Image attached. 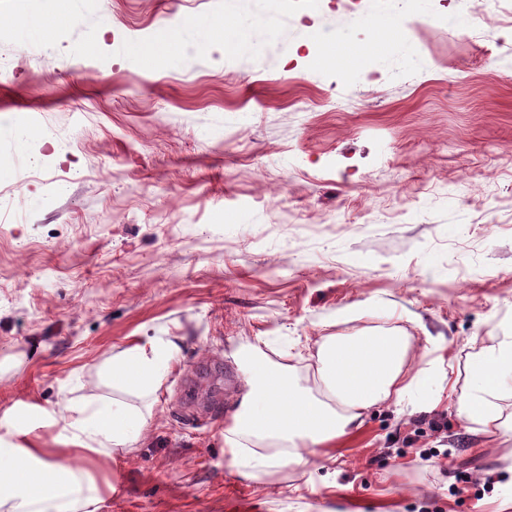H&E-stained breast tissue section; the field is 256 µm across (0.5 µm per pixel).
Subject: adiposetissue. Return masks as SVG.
Listing matches in <instances>:
<instances>
[{"instance_id":"obj_1","label":"adipose tissue","mask_w":512,"mask_h":512,"mask_svg":"<svg viewBox=\"0 0 512 512\" xmlns=\"http://www.w3.org/2000/svg\"><path fill=\"white\" fill-rule=\"evenodd\" d=\"M317 344L311 370L323 385L319 397L300 386L293 367L260 348L237 351L244 393L224 441L230 467L245 477L329 461L336 441L359 428L371 408L388 406L408 417L424 411L416 394L434 379L447 383L459 416L486 446L512 441V410L505 408L512 400V330L471 352L463 378L434 359L410 368L418 346L397 328L322 336ZM178 350L174 338L148 336L113 354L104 372L132 402L94 396L63 403L50 414L59 429L57 447L27 443L30 421L18 414L10 437L0 436V512H98L103 498L95 480L60 459L88 454L109 462L118 449L143 439L152 408L136 400L159 391Z\"/></svg>"}]
</instances>
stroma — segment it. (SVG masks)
Returning <instances> with one entry per match:
<instances>
[{
    "instance_id": "35a3bbf8",
    "label": "stroma",
    "mask_w": 512,
    "mask_h": 512,
    "mask_svg": "<svg viewBox=\"0 0 512 512\" xmlns=\"http://www.w3.org/2000/svg\"><path fill=\"white\" fill-rule=\"evenodd\" d=\"M215 3L98 0L102 64L71 36L0 42V125L49 133L0 167V433L110 395L112 354L174 336L146 440L69 461L102 512H495L499 461L435 380L433 411L373 408L322 468L246 478L224 424L238 348L271 344L305 386L320 336L397 327L461 371L512 324V0H319L255 60L118 56Z\"/></svg>"
}]
</instances>
